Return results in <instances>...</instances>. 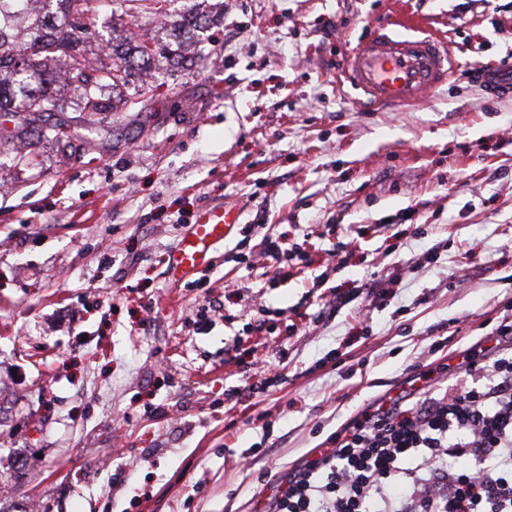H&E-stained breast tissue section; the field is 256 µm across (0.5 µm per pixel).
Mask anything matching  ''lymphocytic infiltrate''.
<instances>
[{"label":"lymphocytic infiltrate","instance_id":"obj_1","mask_svg":"<svg viewBox=\"0 0 512 512\" xmlns=\"http://www.w3.org/2000/svg\"><path fill=\"white\" fill-rule=\"evenodd\" d=\"M464 366L452 385L419 373L412 406L376 401L259 512H512V353L478 344Z\"/></svg>","mask_w":512,"mask_h":512}]
</instances>
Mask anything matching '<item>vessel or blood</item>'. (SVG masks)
Here are the masks:
<instances>
[{
	"label": "vessel or blood",
	"instance_id": "b4317fda",
	"mask_svg": "<svg viewBox=\"0 0 512 512\" xmlns=\"http://www.w3.org/2000/svg\"><path fill=\"white\" fill-rule=\"evenodd\" d=\"M411 20L392 18L373 23L369 35L346 57L340 77L374 104L411 106L447 84L453 73L446 36L413 35ZM235 215L204 211L169 255L168 271L180 282L211 262L212 246L236 226Z\"/></svg>",
	"mask_w": 512,
	"mask_h": 512
}]
</instances>
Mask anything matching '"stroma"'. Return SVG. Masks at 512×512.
<instances>
[{"instance_id":"35a3bbf8","label":"stroma","mask_w":512,"mask_h":512,"mask_svg":"<svg viewBox=\"0 0 512 512\" xmlns=\"http://www.w3.org/2000/svg\"><path fill=\"white\" fill-rule=\"evenodd\" d=\"M225 3L211 57L157 70L141 111L66 113V151L0 141V512H255L416 366L456 381L512 319V93L455 76L419 106L362 107L336 81L389 13L446 35L459 68L500 66L512 0ZM116 28L170 41L104 8L86 49ZM216 206L238 225L173 283L168 255ZM265 237L308 265L267 282L247 263ZM264 309L275 331H249ZM275 340L288 365L249 392Z\"/></svg>"}]
</instances>
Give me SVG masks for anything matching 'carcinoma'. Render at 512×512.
Segmentation results:
<instances>
[{
  "mask_svg": "<svg viewBox=\"0 0 512 512\" xmlns=\"http://www.w3.org/2000/svg\"><path fill=\"white\" fill-rule=\"evenodd\" d=\"M100 0H0V113L12 117L7 138L28 143L33 118L40 120L37 136L59 147L70 144L66 123L60 115L68 110L90 116L111 110L104 91L125 95L124 103L137 104L153 90L148 81L135 78L151 71L155 52L134 32H112L107 41L112 63L89 57L73 22L93 23ZM162 0H109L111 13L130 15L145 11ZM213 25L208 12L175 19L169 23L175 48L165 52L169 70L183 67L185 53L205 60L212 50L195 38V31ZM80 92L69 104L56 84Z\"/></svg>",
  "mask_w": 512,
  "mask_h": 512,
  "instance_id": "cac0c4a2",
  "label": "carcinoma"
}]
</instances>
